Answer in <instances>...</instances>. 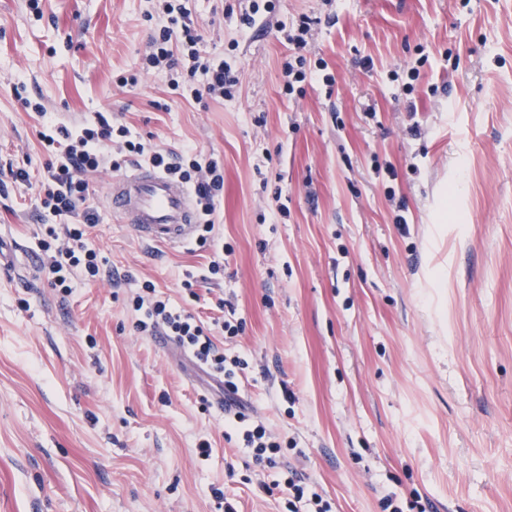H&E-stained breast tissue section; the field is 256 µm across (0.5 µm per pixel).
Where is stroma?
<instances>
[{
  "label": "stroma",
  "mask_w": 512,
  "mask_h": 512,
  "mask_svg": "<svg viewBox=\"0 0 512 512\" xmlns=\"http://www.w3.org/2000/svg\"><path fill=\"white\" fill-rule=\"evenodd\" d=\"M272 3L247 27L238 0H191L202 50L240 76L196 102L141 71L159 0H0V164L48 160L19 82L63 124L102 112L224 161L203 246L138 240L105 201L112 171L95 175L88 243L112 277L65 300L29 266L37 187L0 175V236L26 257L0 268V512H287L273 483L292 470L331 512L389 494L512 512V0ZM304 15L334 82L290 97L280 27ZM225 243L220 278L184 290ZM144 280L207 323L234 305L239 336L214 341L248 361L238 395L277 467L226 440L217 381L134 331Z\"/></svg>",
  "instance_id": "stroma-1"
}]
</instances>
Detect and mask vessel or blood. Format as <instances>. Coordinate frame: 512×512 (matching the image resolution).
Masks as SVG:
<instances>
[{"instance_id":"b4317fda","label":"vessel or blood","mask_w":512,"mask_h":512,"mask_svg":"<svg viewBox=\"0 0 512 512\" xmlns=\"http://www.w3.org/2000/svg\"><path fill=\"white\" fill-rule=\"evenodd\" d=\"M105 196L113 215L144 241L181 245L197 237L199 223L193 193L154 167L139 165L113 178Z\"/></svg>"}]
</instances>
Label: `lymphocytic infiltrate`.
<instances>
[{
  "label": "lymphocytic infiltrate",
  "mask_w": 512,
  "mask_h": 512,
  "mask_svg": "<svg viewBox=\"0 0 512 512\" xmlns=\"http://www.w3.org/2000/svg\"><path fill=\"white\" fill-rule=\"evenodd\" d=\"M163 2L164 22L150 36L143 57L144 69H180L181 79L171 80L170 88L174 95L184 99L198 101L206 94L220 98L232 96L240 81L239 72L223 57L202 52L201 36L187 0ZM314 23V18L304 16L296 27L283 33L284 40L296 51L294 60L283 64L286 92H294L296 84L307 79V58L303 51ZM21 105L24 111L43 118L39 138L49 160L40 175H32L24 168L10 169L9 174L13 181H34L40 187L41 208L52 219L44 227L40 263L51 286L61 296L72 294L75 275L92 280L104 275L102 258L87 245L88 230L99 221L98 211L88 203L89 174L107 168L121 171L131 158L151 165L194 191L202 229L208 234L213 232L216 200L224 188V167L217 157H201L189 146L177 153L160 148L101 112L95 113L92 121L68 127L49 120L42 103L25 98ZM130 304L136 314L133 324L136 332L144 336L164 333L199 364L223 379L224 402L234 410L233 419L245 451L256 463L275 465L280 443L261 421L250 419L236 408L235 377L247 368V360L224 357L210 337L214 330L225 336L238 335L241 326L234 316H225L215 328H207L186 308L159 297L154 283L148 280L132 295Z\"/></svg>",
  "instance_id": "obj_1"
}]
</instances>
